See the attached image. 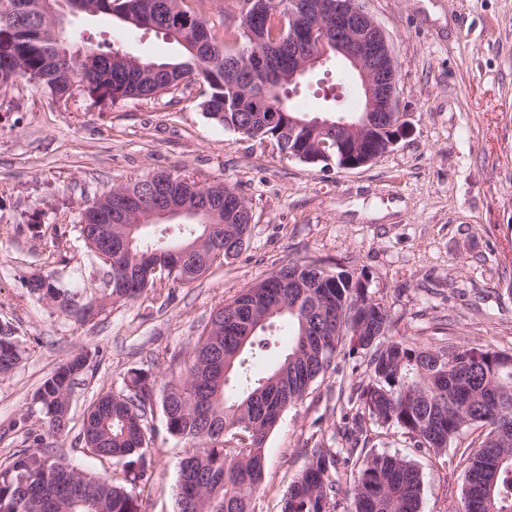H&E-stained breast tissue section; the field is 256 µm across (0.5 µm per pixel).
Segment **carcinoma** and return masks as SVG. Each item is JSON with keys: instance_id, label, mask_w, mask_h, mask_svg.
Masks as SVG:
<instances>
[{"instance_id": "carcinoma-1", "label": "carcinoma", "mask_w": 512, "mask_h": 512, "mask_svg": "<svg viewBox=\"0 0 512 512\" xmlns=\"http://www.w3.org/2000/svg\"><path fill=\"white\" fill-rule=\"evenodd\" d=\"M23 21L0 47V83L26 77L60 100L72 94L71 80L87 79V94L112 100L175 93L192 82L207 88L203 110L239 135L275 142L281 153L308 164L344 159L336 139L347 136L350 147H362V133H347L358 112H298L288 97L290 25L275 12L254 23V8L264 0H238L239 20L224 37H216L207 20L181 8L179 22L168 19L167 0H122L136 11L110 13L115 0H78L80 5L115 20L125 30L143 24L176 45L175 58L151 61L129 55L118 46L90 47L92 62L61 61L60 47L72 48L69 31L55 27L39 9L41 0H17ZM273 62L260 72L255 58L267 48ZM330 121L316 126L315 118ZM146 178L112 188V205L79 213L75 228L89 249L99 243L97 231L112 225V241L125 242L109 268L112 288L100 299L78 300L80 293L63 287L52 275H31L48 284L46 294L61 311L85 321L110 301L138 298L161 281L147 273L153 264H168L174 251L205 252L214 237L224 240L223 260L235 258L252 231L248 201L223 186L184 173L175 192L193 209L213 213L176 222H142L134 201L144 195ZM315 262L290 260L259 285L266 301L240 322L236 306L251 296L242 289L216 313L194 342L184 374L167 386L161 411L168 433L192 444L186 465L178 466L175 512H253L262 489L265 443L282 414L298 405L311 386L330 369L339 347L360 358L363 379L353 390L354 421L369 420L397 428L415 448L435 455L472 426L487 433L463 452L461 508L456 512H512V363L499 361L500 351L424 348L407 336L392 335L395 323L386 303L362 287V277L336 267L316 286L307 280ZM288 336V350L264 376L253 365L279 333ZM230 363L228 380L206 377L211 360ZM21 349L15 331L0 324V376L19 364ZM89 365L78 353L59 364L38 388L35 399L54 436L70 430L68 396ZM156 379L143 369H130L123 388L108 391L83 416L79 440L93 455L121 466L124 479L86 473L54 454L41 435L36 450H19L0 470V512H139V497L151 479ZM350 465L341 470L339 461ZM422 481L419 469L396 454L352 448H326L317 442L308 450L301 472L288 485L281 512H419Z\"/></svg>"}]
</instances>
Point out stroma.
<instances>
[{"mask_svg": "<svg viewBox=\"0 0 512 512\" xmlns=\"http://www.w3.org/2000/svg\"><path fill=\"white\" fill-rule=\"evenodd\" d=\"M365 2L396 56L409 133L354 170L307 164L224 129L204 112L197 83L119 101L77 86L60 102L26 78L0 85V322L13 325L24 348L19 366L0 378V469L30 447L33 431L79 469L121 479L120 466L82 448L84 411L121 389L131 368L150 371L164 392L215 309L291 260L364 276L398 335L419 344L512 353V0ZM72 25L82 33L79 49L116 42L149 60L176 52L151 30L128 33L89 17ZM162 171L226 182L248 200L253 231L235 259L191 284L166 282L106 304L85 322L29 292V276L41 270L100 295L106 268L79 238V214L113 187ZM81 351L91 365L74 388L69 433L54 437L35 393ZM334 364L269 434L254 512H280L315 441L344 447L353 359L343 351ZM151 426L153 475L140 510L173 512L188 445L168 434L162 414ZM460 444L435 456L402 430L367 427V447L419 468L421 512H456Z\"/></svg>", "mask_w": 512, "mask_h": 512, "instance_id": "1", "label": "stroma"}]
</instances>
